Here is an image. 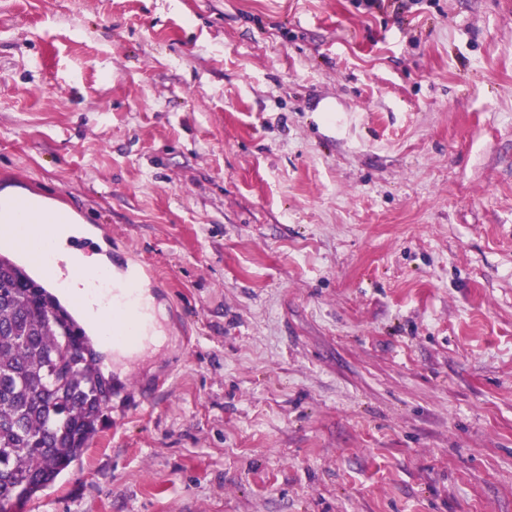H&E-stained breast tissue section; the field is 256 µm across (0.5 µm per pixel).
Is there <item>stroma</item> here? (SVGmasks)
Instances as JSON below:
<instances>
[{
  "label": "stroma",
  "mask_w": 512,
  "mask_h": 512,
  "mask_svg": "<svg viewBox=\"0 0 512 512\" xmlns=\"http://www.w3.org/2000/svg\"><path fill=\"white\" fill-rule=\"evenodd\" d=\"M156 272L38 512H512V0H0V190Z\"/></svg>",
  "instance_id": "35a3bbf8"
}]
</instances>
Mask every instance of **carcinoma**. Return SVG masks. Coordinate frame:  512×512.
<instances>
[{
	"label": "carcinoma",
	"mask_w": 512,
	"mask_h": 512,
	"mask_svg": "<svg viewBox=\"0 0 512 512\" xmlns=\"http://www.w3.org/2000/svg\"><path fill=\"white\" fill-rule=\"evenodd\" d=\"M72 315L0 258V512L31 500L82 453L106 403ZM71 353L64 367L56 355Z\"/></svg>",
	"instance_id": "carcinoma-1"
}]
</instances>
